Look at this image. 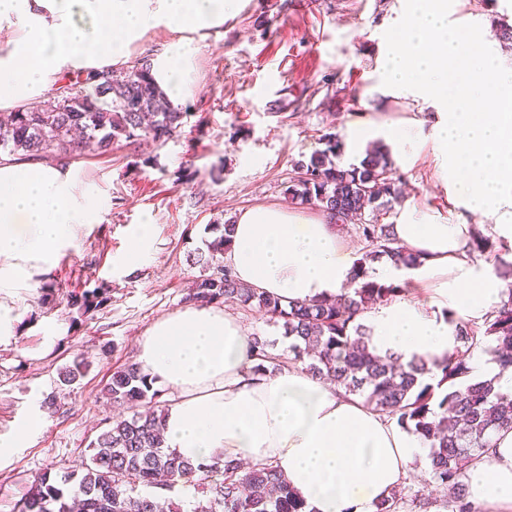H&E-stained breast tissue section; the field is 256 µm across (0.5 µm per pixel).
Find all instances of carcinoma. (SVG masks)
I'll return each mask as SVG.
<instances>
[{
  "label": "carcinoma",
  "mask_w": 512,
  "mask_h": 512,
  "mask_svg": "<svg viewBox=\"0 0 512 512\" xmlns=\"http://www.w3.org/2000/svg\"><path fill=\"white\" fill-rule=\"evenodd\" d=\"M163 99L150 76L149 60L143 58L119 75L98 73L70 81L58 87L46 104L1 112L0 150L28 160L70 159L105 152L121 141L163 144L181 134L187 117L167 108ZM321 141L324 148L315 150L309 160L296 162L288 198L296 205L320 208L337 224L358 221L354 230L365 252L357 262L353 294L333 302H285L242 284L230 267L211 266L214 255L231 248L233 225L225 224L207 245L208 255L196 258L212 273L197 280L185 300L198 305L236 303L258 309L275 323L283 321L293 357L272 355L268 341L254 336L252 352L259 360L255 372L266 371L269 364L301 363L371 409L396 419L402 428L429 442V477L442 493L440 505L448 512H477L468 497L461 462L491 448L496 432L512 430V394L497 391L491 380L472 384L465 380L470 356L478 350L491 355L501 370H512V284L482 323L455 322L460 348L436 365L441 374L437 385L423 383L422 377L431 372L424 359L405 365L397 357L373 354L358 313L403 288L367 280L364 265L386 257L416 266L423 258L400 245L390 225L363 221L367 206L395 195L386 150L374 145L359 164L345 166L336 135L325 134ZM477 253L493 261L497 270L505 265L496 243L481 233L473 236L468 249L471 256ZM107 300L94 289L70 296L68 303L86 312ZM85 370L84 360L76 359L60 372V382L70 386ZM104 391L114 403L143 404L147 410L108 421L88 445L90 456L81 476L72 472L58 480L48 472L35 476L15 512H181L167 494L179 485L200 484L209 486V497L198 502L193 512H306L305 503L271 463H256L241 475V465L234 459L218 458L202 465L163 450L164 412L158 409L153 383L137 364L113 372ZM140 487L155 492L141 493ZM431 506L419 492L400 490L379 501L375 512H416Z\"/></svg>",
  "instance_id": "obj_1"
}]
</instances>
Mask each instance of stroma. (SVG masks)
<instances>
[{"instance_id": "stroma-1", "label": "stroma", "mask_w": 512, "mask_h": 512, "mask_svg": "<svg viewBox=\"0 0 512 512\" xmlns=\"http://www.w3.org/2000/svg\"><path fill=\"white\" fill-rule=\"evenodd\" d=\"M404 2L243 0L200 46L181 136L162 145L120 142L105 154L78 157L83 180L107 208L98 223L77 226L75 248L31 287L0 293V302L21 314L13 337L0 341V442L13 440L32 411L41 413L38 432L0 459V512H13L36 474L81 470L105 418L132 416L128 406L107 400L103 387L134 362L154 322L185 306L206 273L194 257L215 237V225L258 205L289 207L294 164L320 148L323 134H336L356 164L357 124L419 122L429 130L440 119L439 108L390 94L381 83L384 33ZM449 18L479 24L512 65V47L497 31L512 25V0H454ZM393 167L400 193L374 207L380 223H394L410 197L453 223L480 224L453 206L430 150ZM145 221L154 226L152 255L124 265L128 229ZM48 284L61 288L49 300L42 292ZM98 287L109 297L101 309L81 314L68 305V295ZM78 355L85 376L64 386L59 373ZM50 396L56 406L48 410Z\"/></svg>"}]
</instances>
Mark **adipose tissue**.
Returning <instances> with one entry per match:
<instances>
[{
  "label": "adipose tissue",
  "instance_id": "ef3b65f1",
  "mask_svg": "<svg viewBox=\"0 0 512 512\" xmlns=\"http://www.w3.org/2000/svg\"><path fill=\"white\" fill-rule=\"evenodd\" d=\"M241 2L0 0V112L42 101L63 76L123 68L158 35L165 42L151 59V76L171 107H180L201 42ZM106 206L71 162L0 155V292L46 273L75 247L74 225L96 223ZM403 213L395 237L424 261L408 268L372 263L370 280L402 291L359 320L378 354L440 360L457 346L454 320L482 321L506 285L491 264L469 257L472 225L438 221L411 203ZM224 259L257 291L309 301L350 285L358 255L327 213L259 206L238 215ZM137 364L176 395L165 411L168 450L205 465L219 455L271 462L310 512H375L408 481L412 462L429 454L421 437L303 365L254 372L241 324L212 306L189 305L153 323ZM493 442L465 469L469 499L479 512H512V430Z\"/></svg>",
  "mask_w": 512,
  "mask_h": 512
}]
</instances>
